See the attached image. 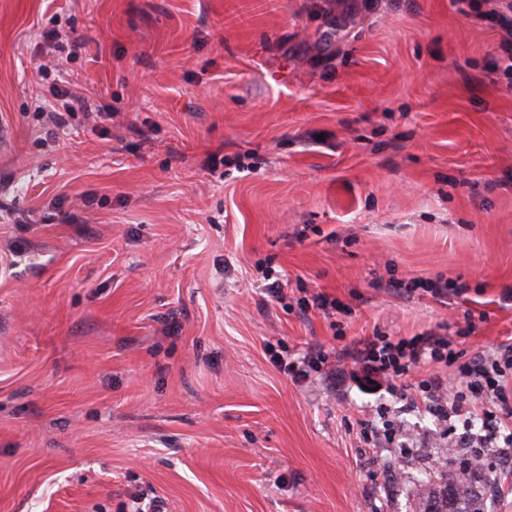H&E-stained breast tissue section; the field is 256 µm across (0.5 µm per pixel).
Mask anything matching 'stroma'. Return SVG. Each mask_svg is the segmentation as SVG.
<instances>
[{
  "instance_id": "1",
  "label": "stroma",
  "mask_w": 512,
  "mask_h": 512,
  "mask_svg": "<svg viewBox=\"0 0 512 512\" xmlns=\"http://www.w3.org/2000/svg\"><path fill=\"white\" fill-rule=\"evenodd\" d=\"M344 2L0 0V512H413L447 468L354 357L467 316L468 353L512 338L502 32ZM57 83L92 110L56 131ZM437 275L463 295L388 286ZM276 344L332 365L295 384ZM379 411L409 448L362 441Z\"/></svg>"
}]
</instances>
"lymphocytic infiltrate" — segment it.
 <instances>
[{
	"mask_svg": "<svg viewBox=\"0 0 512 512\" xmlns=\"http://www.w3.org/2000/svg\"><path fill=\"white\" fill-rule=\"evenodd\" d=\"M425 362L454 370L452 382L435 376L414 384L439 426L440 438L449 447L470 449L463 467H478L483 483L499 486L502 470L483 453L488 448L512 447V343L499 344L488 355L471 356L436 331L408 340L382 335L368 340L359 356L363 371L391 387Z\"/></svg>",
	"mask_w": 512,
	"mask_h": 512,
	"instance_id": "1",
	"label": "lymphocytic infiltrate"
}]
</instances>
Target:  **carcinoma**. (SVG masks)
Listing matches in <instances>:
<instances>
[{"mask_svg": "<svg viewBox=\"0 0 512 512\" xmlns=\"http://www.w3.org/2000/svg\"><path fill=\"white\" fill-rule=\"evenodd\" d=\"M414 512H481L473 493L472 472L446 471L420 480Z\"/></svg>", "mask_w": 512, "mask_h": 512, "instance_id": "cac0c4a2", "label": "carcinoma"}]
</instances>
